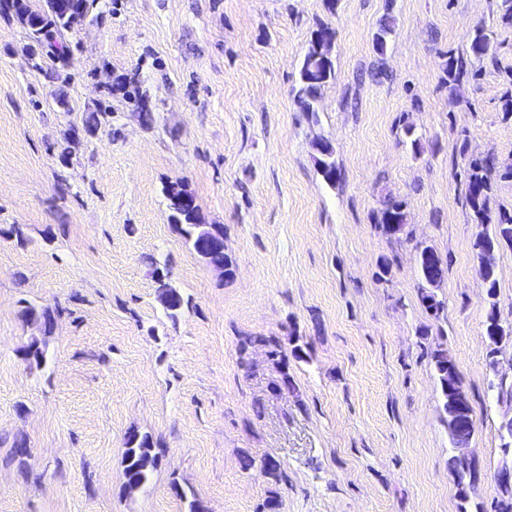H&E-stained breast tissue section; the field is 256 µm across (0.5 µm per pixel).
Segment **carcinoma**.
I'll return each mask as SVG.
<instances>
[{"label":"carcinoma","instance_id":"cac0c4a2","mask_svg":"<svg viewBox=\"0 0 512 512\" xmlns=\"http://www.w3.org/2000/svg\"><path fill=\"white\" fill-rule=\"evenodd\" d=\"M58 0H46V10L31 9L28 0H4L3 6L12 10L19 22L28 29L34 42L44 48L50 60L58 65L56 78H61V71L71 65V56L68 47L63 41V31L72 28L87 19L94 0H65L68 9L57 7ZM333 28L325 23L319 24L311 33L308 50L303 58L299 71V78L293 88L294 102L298 111L302 112L307 120L318 122L319 98L322 88L332 78L333 60L331 47L323 43V38L330 35ZM393 32L392 18L386 16L380 20L377 32L373 36L374 43L379 51H384L387 38ZM487 59H494L491 36L485 33L484 28L474 30L470 40V58L464 59L453 54L448 55L447 73L448 88L462 84L470 77L478 76L474 70L477 63ZM317 153L316 163L323 179L333 184L336 182L338 169L335 161L325 162L324 153H333L331 144L323 138L313 142ZM512 180V163L500 162L494 157L472 158L466 169L467 192L466 200L474 223L483 227L474 243V250L478 260V269L483 282L488 289V296H496L497 277L496 264L493 253L496 252L500 239L512 237V212L500 210L492 214L490 199L497 182ZM169 201L172 224L179 230L184 239L189 242L197 256L207 265H221L225 268V276L233 275V261L222 250H207L201 248L199 239L203 235H222L224 227L220 224H206L203 222L199 206L195 203L186 205L183 200H195L194 195L179 184H170L165 189ZM378 223L382 224L384 231L390 235L401 233L406 225L403 202L389 199L384 202L380 211ZM416 260L422 280L427 285L440 283L447 270L444 261L436 254L430 245L416 246ZM154 275L158 276L156 283L161 288L163 305L170 311V316H176L187 300L183 295L169 284L167 268L155 267ZM25 317L31 322L40 324L44 333H49L54 327V314L48 307H28ZM485 332L506 343L512 342V325L504 326L497 323L496 309L490 307L486 318ZM432 363L442 395V412L449 416L454 411V405L448 396V364L451 360L445 350H437L432 354ZM166 453L158 442H153L149 436L134 434L126 441L123 453V477L126 484L143 486L151 476L159 459Z\"/></svg>","mask_w":512,"mask_h":512}]
</instances>
